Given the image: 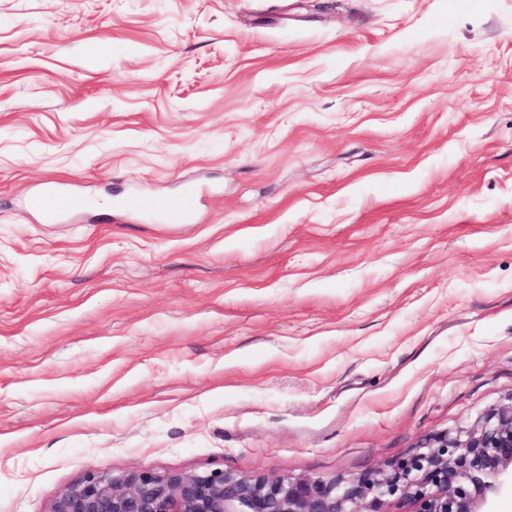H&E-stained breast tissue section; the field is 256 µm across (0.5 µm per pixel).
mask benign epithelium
I'll return each instance as SVG.
<instances>
[{"instance_id":"7a95c632","label":"benign epithelium","mask_w":512,"mask_h":512,"mask_svg":"<svg viewBox=\"0 0 512 512\" xmlns=\"http://www.w3.org/2000/svg\"><path fill=\"white\" fill-rule=\"evenodd\" d=\"M512 490V405L355 478L90 471L51 512H491Z\"/></svg>"}]
</instances>
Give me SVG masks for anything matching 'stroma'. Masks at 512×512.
<instances>
[{"label": "stroma", "mask_w": 512, "mask_h": 512, "mask_svg": "<svg viewBox=\"0 0 512 512\" xmlns=\"http://www.w3.org/2000/svg\"><path fill=\"white\" fill-rule=\"evenodd\" d=\"M509 404L512 0H0V512ZM198 205V199L195 193H187L174 201H159L139 195H130L125 197L121 206L134 212H163L179 213L183 215L191 214Z\"/></svg>", "instance_id": "stroma-1"}]
</instances>
